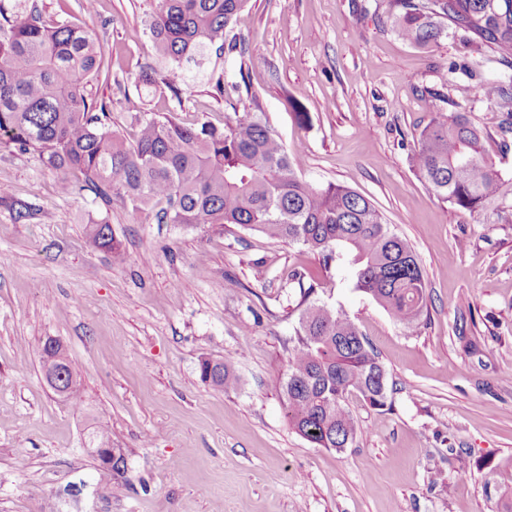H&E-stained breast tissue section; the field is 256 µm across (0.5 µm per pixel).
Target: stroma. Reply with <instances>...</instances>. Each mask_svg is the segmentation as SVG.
<instances>
[{"label": "stroma", "instance_id": "obj_1", "mask_svg": "<svg viewBox=\"0 0 512 512\" xmlns=\"http://www.w3.org/2000/svg\"><path fill=\"white\" fill-rule=\"evenodd\" d=\"M85 2L39 0L46 20L103 44L109 73L92 94L133 140L126 100L142 66L161 64L151 0ZM388 4L249 0L234 31L264 65L209 55L181 96H146L144 109L220 125L236 103L303 159L306 180L368 197L424 270L428 313L412 324L356 290L347 259L326 266L237 224L132 220L120 199L63 194L36 153L0 147V512H512V223L438 199L410 161L434 118L465 112L512 176L505 113L459 95L508 71L454 33L409 44ZM102 219L120 254L91 243L86 226ZM303 283L357 324L387 374L384 409L348 395L359 431L341 451L292 428L280 388ZM48 336L84 402L45 385ZM205 359L233 362L237 384L204 382ZM97 423L124 449V472L98 469L86 446Z\"/></svg>", "mask_w": 512, "mask_h": 512}]
</instances>
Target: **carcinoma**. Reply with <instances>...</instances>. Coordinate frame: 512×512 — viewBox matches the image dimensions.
<instances>
[{
    "instance_id": "1",
    "label": "carcinoma",
    "mask_w": 512,
    "mask_h": 512,
    "mask_svg": "<svg viewBox=\"0 0 512 512\" xmlns=\"http://www.w3.org/2000/svg\"><path fill=\"white\" fill-rule=\"evenodd\" d=\"M249 0H153L149 30L167 62L141 71L144 92L127 99L138 132L126 143L103 122L106 105L88 96L104 70L95 35L69 21L47 23L28 0L0 3V146L33 151L59 174L62 193L76 189L102 199L120 198L135 220L148 206L160 224H238L270 239L306 246L324 265L343 247L355 266V288L396 321H417L426 306V282L412 244L391 230L383 213L356 190L318 186L302 163L252 112L228 103L224 125H184L144 111L143 93L162 88L173 96L186 71L210 51L254 55L233 34ZM393 27L408 43L426 47L448 29L480 49L494 50L512 71V0H390ZM476 94L512 118V77ZM412 164L427 188L458 209H492L512 201V178L496 168L485 138L466 112L438 117L421 133ZM88 236L106 251L119 249L109 224H92ZM67 393L82 395L79 374L66 362ZM200 376L222 389L236 383L230 363L205 360ZM293 428L318 448H346L357 423L345 396L358 393L371 407L387 406L386 374L376 347L342 311L310 303L281 384Z\"/></svg>"
}]
</instances>
